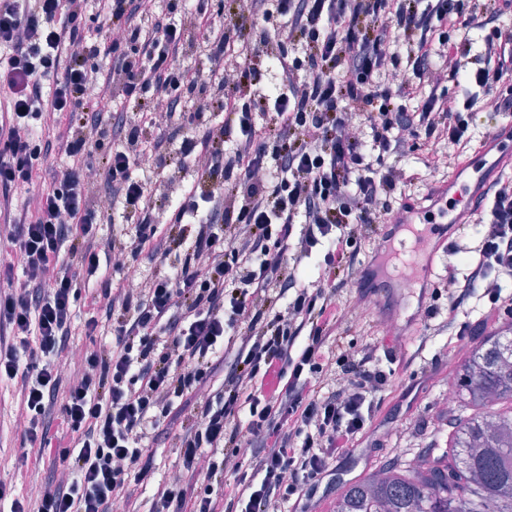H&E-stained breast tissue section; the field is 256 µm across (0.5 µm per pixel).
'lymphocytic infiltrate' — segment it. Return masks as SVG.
<instances>
[{"mask_svg":"<svg viewBox=\"0 0 512 512\" xmlns=\"http://www.w3.org/2000/svg\"><path fill=\"white\" fill-rule=\"evenodd\" d=\"M421 0H259L290 17L285 35L300 43L312 71L295 86L297 63L279 53V86L244 99L224 89V61L238 58L243 37L234 20L211 22L200 0H0V96L8 126L0 134V193L30 189L44 153L72 158L42 191L37 210L0 209L17 264L0 278L18 288L0 293V378L16 382L30 444L46 447L57 391H65L63 423L74 445L61 453L67 474L41 485L36 500H0L10 512H108L129 486L154 481L140 443L161 424L180 428L184 471L163 488L155 512H222L198 487V464L223 484L237 512H286L304 485L332 475L380 410L397 355L380 359L373 339L345 343L335 282L352 271V247L372 223L379 195L394 190L391 173L368 162L389 150L392 130L413 119L393 112L392 92L373 82L387 57L374 24L393 8L403 38L421 25ZM102 24L89 32L87 16ZM198 55L209 67L184 81L176 63ZM98 68L99 87L88 84ZM172 108L230 113L235 127L165 136L148 114L157 94ZM139 114L121 143L110 141L111 111L102 98ZM274 113V125L254 115ZM363 113L371 141L345 132L348 113ZM65 120L55 144H40L38 121ZM211 164L191 168L196 149ZM100 154V175L132 228L103 236L80 158ZM155 167L133 174L141 157ZM174 166L205 185L182 199L158 192V176ZM171 207L169 223L153 212ZM328 264L306 286L303 258L316 247ZM150 251L161 266L143 287L128 288L102 269L105 256ZM179 265H167L170 255ZM463 277L448 278V313L462 301L483 306L479 326L512 315V185L491 195L481 240ZM85 272L107 299L87 332L116 336L86 353L75 381L64 382L59 358L71 334L76 276ZM33 351L40 370L22 366ZM224 380L218 389L209 382ZM250 437L246 469H227Z\"/></svg>","mask_w":512,"mask_h":512,"instance_id":"f902f5d3","label":"lymphocytic infiltrate"}]
</instances>
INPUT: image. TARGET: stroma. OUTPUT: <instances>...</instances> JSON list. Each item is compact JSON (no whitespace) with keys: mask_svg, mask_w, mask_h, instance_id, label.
Returning a JSON list of instances; mask_svg holds the SVG:
<instances>
[{"mask_svg":"<svg viewBox=\"0 0 512 512\" xmlns=\"http://www.w3.org/2000/svg\"><path fill=\"white\" fill-rule=\"evenodd\" d=\"M475 7L476 23L469 31L449 30L448 57L430 56L418 61L417 42L399 37L391 22L390 13H380L378 28L385 32L382 49L397 55L396 64L386 68L385 82L394 87L393 109L407 113L416 111L422 97L429 94L445 96L448 100L469 101L463 114L468 131L457 143H450L444 128L433 135L402 133L403 145L378 160L375 169L393 171L396 189L381 195L375 211V222L359 235L354 246L353 275L339 283L336 291L338 307L346 316L344 334L347 342L361 343L372 338L380 353L404 356L409 365L398 371L383 393L382 407L371 429L355 445L352 457L336 468L334 490L305 487L297 512H333L341 489L365 477L376 467L394 464L409 465V452L444 449L448 446V418L440 407V398L450 376L456 375L473 349L488 336H502L512 330V317L506 316L495 325L483 329L481 335H458L456 329H439L432 325L425 310L435 306L440 316L448 314L447 297L432 298L430 291L445 288L449 273L464 275L461 256L448 249H439L434 257V274L425 285H412L395 290L385 306H378L374 294L365 292L364 275L381 269L389 243L384 237L390 228L387 218L392 213L408 214L423 196L448 177V169L457 159L471 155L488 142L499 126L512 122V74L494 83L490 92H483L466 75L485 64L486 46L495 31L512 30V9L502 7L501 0H471ZM233 10L245 28L246 52L267 69L269 59L277 54L274 35L283 20L274 16L262 19L254 13L253 0H235ZM457 213V225H440L441 237L466 247L476 246L479 240L483 201L461 198L448 204ZM95 289L79 288L74 303L75 331L67 349L69 361H78L88 349L105 344L100 334H87L85 322L103 305ZM431 336L432 341L423 355H416L419 337ZM178 430L158 438L145 439L144 445L153 456L156 477L168 479L182 465L178 448ZM48 449L30 447L25 436V423L19 413V401L13 388L0 384V483L13 494L30 496L34 493L33 478L59 475L60 466L54 460L60 448L69 446L64 432H52Z\"/></svg>","mask_w":512,"mask_h":512,"instance_id":"obj_1","label":"stroma"}]
</instances>
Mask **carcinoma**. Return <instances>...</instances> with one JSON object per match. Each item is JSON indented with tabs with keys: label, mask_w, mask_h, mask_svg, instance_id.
I'll list each match as a JSON object with an SVG mask.
<instances>
[{
	"label": "carcinoma",
	"mask_w": 512,
	"mask_h": 512,
	"mask_svg": "<svg viewBox=\"0 0 512 512\" xmlns=\"http://www.w3.org/2000/svg\"><path fill=\"white\" fill-rule=\"evenodd\" d=\"M457 388L478 412L454 442L431 453L408 478L390 466L349 485L335 512H512V336H492L460 373Z\"/></svg>",
	"instance_id": "cac0c4a2"
}]
</instances>
